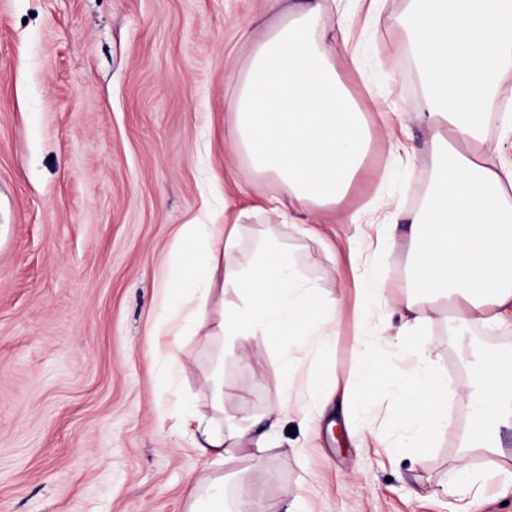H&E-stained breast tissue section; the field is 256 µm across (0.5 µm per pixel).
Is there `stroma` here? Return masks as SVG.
Segmentation results:
<instances>
[{
  "label": "stroma",
  "instance_id": "stroma-1",
  "mask_svg": "<svg viewBox=\"0 0 512 512\" xmlns=\"http://www.w3.org/2000/svg\"><path fill=\"white\" fill-rule=\"evenodd\" d=\"M255 20L280 18L263 0H0V512H186L190 483L210 467L163 414L183 395L211 415L216 350L228 424L297 396L306 372L356 373L346 224L283 236L302 276L339 303L336 336L303 372L286 376L258 336L221 347L187 336L176 362L150 336L173 312L162 288L183 224L224 206L251 210L245 242L268 228L260 206L275 185L236 151L224 108L245 62L241 31ZM394 40L370 25L358 72L336 54L374 132L340 213L379 195L415 210V188L432 173L429 134L415 123L411 161L389 163L385 119L420 105ZM424 340L450 383L451 423L419 461L345 432L348 422L391 427L386 390L350 420L338 393L312 422L290 407L275 448L234 463L229 494L251 488L275 503L297 492L306 512H512V428L500 431L502 455L470 462L482 494L456 477L472 357L511 356L512 329L454 331L442 303Z\"/></svg>",
  "mask_w": 512,
  "mask_h": 512
}]
</instances>
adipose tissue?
Instances as JSON below:
<instances>
[{
  "label": "adipose tissue",
  "mask_w": 512,
  "mask_h": 512,
  "mask_svg": "<svg viewBox=\"0 0 512 512\" xmlns=\"http://www.w3.org/2000/svg\"><path fill=\"white\" fill-rule=\"evenodd\" d=\"M364 19L397 27L398 48L416 66L422 104L414 120L431 131L434 177L412 216L408 286L401 293L363 275L394 240L395 202L340 218L357 228L348 245L362 272L356 287L366 351L350 393L368 410L378 387L392 388L394 421L406 437L395 441L376 428L371 436L390 448H428L449 426L448 381L434 370L421 339L437 302L453 304L458 329L512 327V157L486 146L492 122L512 130V113L489 107L499 72L512 64V0H406L396 17L384 15L382 0H305L276 30L243 32L247 64L226 108L236 148L278 186L266 200L268 211L288 230L317 223L345 196L372 139L366 104L349 92L330 59L332 28L349 40ZM243 219L239 213L221 224L184 225L189 247L165 288L179 297L183 314L176 324L159 320L154 334L169 337L176 352L188 334L221 343L257 332L291 373L335 335L336 306L302 279L278 236L261 238L255 257L241 262ZM393 314L401 339L385 360L369 348L381 342L378 320ZM206 390L212 416L182 398L168 415L172 429L190 435L215 469L191 486L187 512H270L247 493L225 504L221 471L236 462L241 440L253 443L255 455L267 452L287 404L228 431L223 363H216ZM463 406L471 417L467 453H497L500 427L512 426V359L481 353Z\"/></svg>",
  "instance_id": "obj_1"
}]
</instances>
